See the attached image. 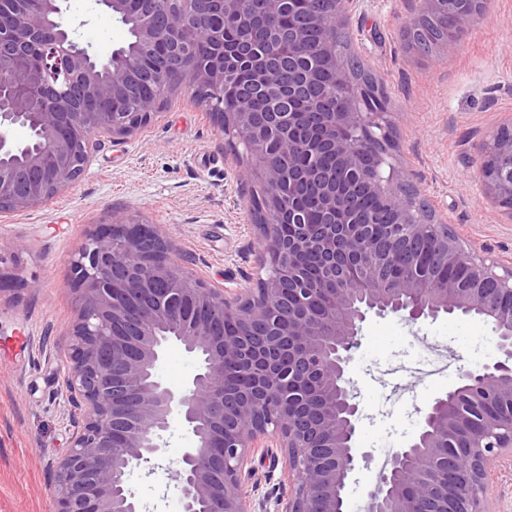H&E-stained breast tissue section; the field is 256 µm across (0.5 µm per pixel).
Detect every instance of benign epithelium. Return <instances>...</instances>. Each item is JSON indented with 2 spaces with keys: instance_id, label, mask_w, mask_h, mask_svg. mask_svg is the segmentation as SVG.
Listing matches in <instances>:
<instances>
[{
  "instance_id": "1",
  "label": "benign epithelium",
  "mask_w": 512,
  "mask_h": 512,
  "mask_svg": "<svg viewBox=\"0 0 512 512\" xmlns=\"http://www.w3.org/2000/svg\"><path fill=\"white\" fill-rule=\"evenodd\" d=\"M63 0H0V154L19 144L15 127L29 123L45 143L23 149L17 166L0 164V210L36 207L81 176L92 134L127 137L150 120L162 97L138 94L146 79L172 91L179 87L222 89L231 72L249 75L247 99L266 94L275 111L264 125L253 122L248 103L215 112L220 126L233 131L251 156L265 193L264 219L254 224L261 247L259 277L253 288H216L182 269H171L174 245L120 215L105 233H90L71 262L78 315L71 333L64 387L79 410L66 454L56 462L52 512H139L130 473L152 462L180 416L192 435L175 480L182 512H254L259 469L282 467L291 487L276 501L279 512H344L343 491L356 467L353 448L360 412L346 378L351 352L370 312L403 314L410 322L439 314L478 316L489 322L501 359L480 370H466L460 381L433 400L417 436L395 451L370 496L368 512H488L490 462L512 454V416L495 406L512 404V268L468 251L422 205L392 154L385 113L362 107V87L336 56V42L349 36L358 0H312L310 21L290 36L303 44L309 23L322 38L317 53L329 68L326 95L339 105L322 112L324 145L337 168L383 197L395 213L389 240L381 245L336 199V174L312 168L297 176L286 155L317 149L294 135L296 104L309 93L308 74L276 84L268 61L251 52L230 57L217 39L214 56L198 64L184 50L189 32L206 26L208 4L242 18L250 0H104V12L134 22L140 47L154 48L159 12L166 29L179 35L178 67L144 71L133 58L113 51L99 60L72 37L63 21ZM481 0H417L412 22L448 17L463 33L480 11ZM365 154L375 165L360 169ZM485 196L512 214V134L496 131L479 152ZM316 189L326 223L303 221L299 193L286 198L281 187L308 182ZM434 242L436 265L452 271L466 266L469 284L448 275L434 284L402 277L391 288H377V273L402 252ZM322 262L323 292L333 310L326 318L297 287L302 258ZM243 327L224 335L222 322ZM181 346L198 364L181 389L163 385L156 365L166 347ZM241 371L245 386L227 383ZM487 408L474 428L459 407L460 398ZM465 436L467 446L454 442Z\"/></svg>"
}]
</instances>
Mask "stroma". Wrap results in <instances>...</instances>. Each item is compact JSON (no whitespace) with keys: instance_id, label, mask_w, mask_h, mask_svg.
<instances>
[{"instance_id":"35a3bbf8","label":"stroma","mask_w":512,"mask_h":512,"mask_svg":"<svg viewBox=\"0 0 512 512\" xmlns=\"http://www.w3.org/2000/svg\"><path fill=\"white\" fill-rule=\"evenodd\" d=\"M65 7V21L100 60L125 41L96 0ZM408 20L403 0H361L350 50L388 94L397 155L421 198L447 208L450 229L469 250L512 259V214L482 195L477 162L479 147L512 126V0H485L450 55L415 51ZM230 150V136L182 87L131 136L97 138L70 188L35 208L0 213V512L51 509L53 465L73 432L63 387L77 316L71 262L87 234L116 213L138 215L207 284L255 272L249 209L262 185L247 158L230 164ZM498 356L490 325L477 316L412 325L368 315L347 370L361 408L357 446L368 457L347 481L345 512H366L378 458L418 433L424 411L460 371ZM191 444L173 424L155 473L131 474L143 512H182L174 472Z\"/></svg>"}]
</instances>
